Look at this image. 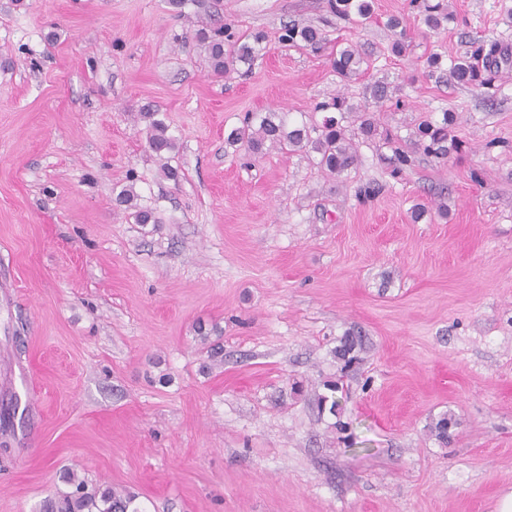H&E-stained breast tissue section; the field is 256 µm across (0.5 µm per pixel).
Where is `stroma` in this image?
Instances as JSON below:
<instances>
[{
  "label": "stroma",
  "instance_id": "obj_1",
  "mask_svg": "<svg viewBox=\"0 0 512 512\" xmlns=\"http://www.w3.org/2000/svg\"><path fill=\"white\" fill-rule=\"evenodd\" d=\"M372 2L357 28L326 0H0V512H48L68 471L139 512H498L512 495V0H448L437 31L408 0ZM206 21L263 32L264 55L214 73ZM289 21L326 45L281 48ZM476 37L502 47L490 85L426 78L430 52ZM338 41L394 86V144L349 113L358 163L338 175L304 149L226 145L249 112L317 124L333 95L363 104L364 80L330 70ZM446 111L460 146L437 160L413 132ZM127 186L155 223L114 207ZM155 114V112L140 114V119L148 122L146 125L148 148L159 160H166L162 164V170L168 179L176 181L178 171L168 164L170 157L167 156L175 149V144L173 139L167 135V128L163 121L154 118Z\"/></svg>",
  "mask_w": 512,
  "mask_h": 512
}]
</instances>
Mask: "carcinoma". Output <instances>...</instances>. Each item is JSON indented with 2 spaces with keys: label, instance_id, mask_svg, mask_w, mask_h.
<instances>
[{
  "label": "carcinoma",
  "instance_id": "carcinoma-1",
  "mask_svg": "<svg viewBox=\"0 0 512 512\" xmlns=\"http://www.w3.org/2000/svg\"><path fill=\"white\" fill-rule=\"evenodd\" d=\"M327 11L339 21L361 26L372 18L371 0H326ZM409 9L423 15L426 26L432 30L440 29L443 24L456 21V16L448 11L446 0H409ZM201 47L207 53L213 71L227 73L235 67H250L263 55L266 49L265 37L261 34L238 36L228 26L212 31L202 27L198 33ZM325 41L323 30L314 25L289 22L281 26L278 44L284 48L316 47ZM498 44L482 43L477 46L474 55L454 60L450 76L460 86L481 88L488 84L484 73H493L497 67ZM330 66L336 77L342 82L357 80L367 73L369 61L359 49L348 44L330 58ZM368 103L359 109L348 103L346 97L338 94L327 102L316 105L315 111L334 110L357 114L358 129L367 138L381 136L390 141L392 135L388 129L381 128L377 113L384 111L386 104L393 99V90L382 80H376L366 86ZM140 118L147 122L148 148L159 160L163 161L162 170L170 180L178 179V171L171 167L168 154L175 149L173 139L167 135L163 121L154 118V113L145 112ZM419 147L423 153L437 159H444L450 150L457 146L449 130L448 116L437 122L429 118L420 121L417 127ZM231 146L242 145L254 154L263 153L265 146L308 148L320 156L319 163L331 174L341 173L355 164L356 150L347 139L338 122L330 117L322 125H310L306 122L289 124L283 109H270L260 115L246 114L240 126L231 130L227 136ZM133 190L126 189L115 198L116 205L135 210L136 221L140 224H154L156 219L152 211L136 207ZM68 483L73 490L64 496L60 512H139L132 507L134 496L124 490L114 488L103 492L88 486L86 480L72 473Z\"/></svg>",
  "mask_w": 512,
  "mask_h": 512
}]
</instances>
